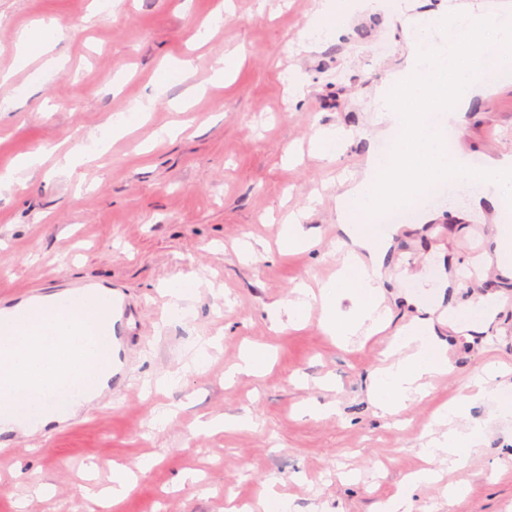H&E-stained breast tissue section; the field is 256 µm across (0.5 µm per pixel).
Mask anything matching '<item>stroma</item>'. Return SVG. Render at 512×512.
<instances>
[{
  "label": "stroma",
  "mask_w": 512,
  "mask_h": 512,
  "mask_svg": "<svg viewBox=\"0 0 512 512\" xmlns=\"http://www.w3.org/2000/svg\"><path fill=\"white\" fill-rule=\"evenodd\" d=\"M316 0H0V173L18 156L49 146H80L82 178L55 173L44 158L23 184L0 190V307L45 288L101 286L131 314L129 369L112 404L89 402L65 425L0 437V512H105L80 485H109L113 466L136 471L120 512H230L257 499L267 482L294 512H375L426 461L421 450L434 416L468 395L490 362L512 367V281L489 277L446 289L459 308L474 293L497 296L486 332L438 333L451 371L429 394L393 417H380L371 373L398 328L416 316L398 282L426 259L460 268L475 257L474 225L491 229L492 211L459 222L448 209L466 202L455 190L426 201L434 222L398 239L386 273L382 333L340 344L311 314L300 327L272 330L265 309L313 291L335 275L338 177L364 159L350 145L337 165L309 153L321 127L368 125L375 95L401 68L407 43L384 11L354 18L338 39L311 50L298 44ZM53 17L68 29L50 53L55 65H20V32ZM241 65L213 83L212 67L229 51ZM191 61L154 87L164 66ZM305 76L299 102L288 95L289 68ZM151 107L127 135L115 117ZM471 164L512 155V85L476 99L460 117ZM304 210V247L281 254L289 212ZM188 289L175 309L167 290ZM266 345L263 375L226 380L246 348ZM204 363L186 370L198 349ZM335 406L328 417L301 414L305 404ZM250 416L252 425L202 431L198 422ZM467 418L484 425L480 448L464 463L441 466L437 483L413 496L414 512H512V416L471 401ZM148 470H140L144 460ZM53 486L43 498L35 481ZM461 484L462 496L445 495Z\"/></svg>",
  "instance_id": "obj_1"
}]
</instances>
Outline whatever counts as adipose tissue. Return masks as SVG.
Returning a JSON list of instances; mask_svg holds the SVG:
<instances>
[{
    "mask_svg": "<svg viewBox=\"0 0 512 512\" xmlns=\"http://www.w3.org/2000/svg\"><path fill=\"white\" fill-rule=\"evenodd\" d=\"M389 5L406 30L409 53L403 69L389 74L378 90L379 121L394 120L400 134L381 143L377 132L364 127L329 128L316 134V155L336 162L354 143H366L374 176L350 180L336 196L339 244L347 255L334 282L320 297L301 291L297 299L267 307L272 328L304 319L320 307V320L330 335L345 340L364 329L383 324L384 261L396 225L387 221L393 209L409 210L423 195L471 184L492 207L497 230L491 251L499 276L512 279V156L489 157L476 168L459 164L460 139H448L439 116L456 117L470 103L506 85H512V22L486 0H466L460 7L414 13L412 0H321L306 38L319 45L338 38L355 14ZM448 345L434 322L418 318L401 330L384 364L371 375L375 401L388 415L397 414L423 396L433 380L447 374ZM501 367L487 365L472 383L475 397L493 414L512 415V385L502 382ZM466 405L457 403L442 412L445 430L432 439L424 454L428 468L410 475L380 512H411L417 488L437 481L435 463L458 464L479 448L485 430L465 423Z\"/></svg>",
    "mask_w": 512,
    "mask_h": 512,
    "instance_id": "adipose-tissue-1",
    "label": "adipose tissue"
}]
</instances>
